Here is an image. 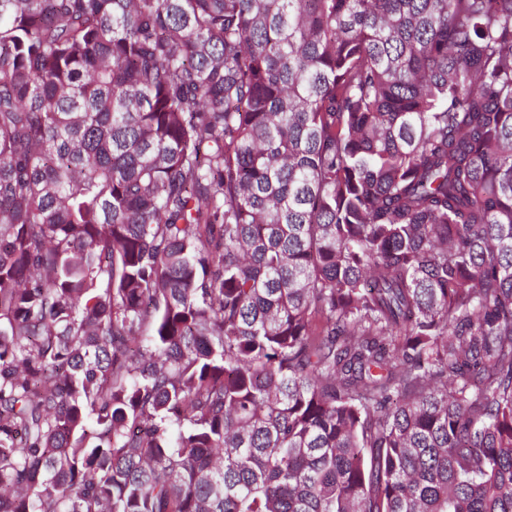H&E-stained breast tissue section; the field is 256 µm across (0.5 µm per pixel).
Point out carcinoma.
Segmentation results:
<instances>
[{
  "instance_id": "carcinoma-1",
  "label": "carcinoma",
  "mask_w": 512,
  "mask_h": 512,
  "mask_svg": "<svg viewBox=\"0 0 512 512\" xmlns=\"http://www.w3.org/2000/svg\"><path fill=\"white\" fill-rule=\"evenodd\" d=\"M0 512H512V0H0Z\"/></svg>"
}]
</instances>
